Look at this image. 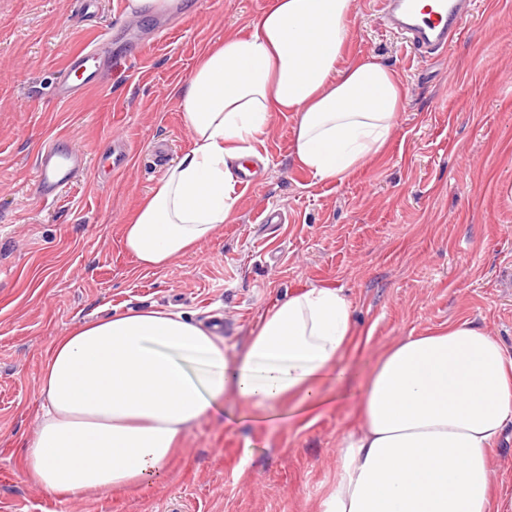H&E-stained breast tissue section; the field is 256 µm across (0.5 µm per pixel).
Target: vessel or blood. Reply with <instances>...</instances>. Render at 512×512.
Masks as SVG:
<instances>
[{"mask_svg":"<svg viewBox=\"0 0 512 512\" xmlns=\"http://www.w3.org/2000/svg\"><path fill=\"white\" fill-rule=\"evenodd\" d=\"M380 11L388 28L402 37L411 53L422 58L446 53L468 22L471 0H380ZM100 48L74 53L68 62L73 72H82L83 84L61 78L58 97L78 96L83 87L96 84L101 66ZM38 191L42 199L55 198L67 188L84 165L79 152L61 153L50 146L40 154Z\"/></svg>","mask_w":512,"mask_h":512,"instance_id":"obj_1","label":"vessel or blood"}]
</instances>
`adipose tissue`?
I'll list each match as a JSON object with an SVG mask.
<instances>
[{
    "label": "adipose tissue",
    "instance_id": "adipose-tissue-1",
    "mask_svg": "<svg viewBox=\"0 0 512 512\" xmlns=\"http://www.w3.org/2000/svg\"><path fill=\"white\" fill-rule=\"evenodd\" d=\"M352 6L272 0L205 51L178 90L193 147L123 227L139 268L168 267L227 222L234 171L259 157L278 113L294 114L295 161L322 180L386 145L403 88L374 57L344 62ZM353 349L350 306L334 288L288 297L233 357L222 336L172 311L80 323L42 366L25 470L75 497L137 488L223 400L265 409L292 399L317 418L324 383L348 381ZM511 422L512 358L494 337L467 320L406 337L363 384L359 428L338 444L322 512H494L489 452Z\"/></svg>",
    "mask_w": 512,
    "mask_h": 512
}]
</instances>
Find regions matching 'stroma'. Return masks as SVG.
Wrapping results in <instances>:
<instances>
[{
  "mask_svg": "<svg viewBox=\"0 0 512 512\" xmlns=\"http://www.w3.org/2000/svg\"><path fill=\"white\" fill-rule=\"evenodd\" d=\"M271 0H175L135 19L127 0H0V512H322L336 448L355 429L360 388L403 338L468 319L512 351V0H474L448 53L413 57L377 0H354L344 58L373 56L405 104L384 150L340 178L293 161L292 113L276 116L257 185L192 253L137 268L122 228L168 166L190 150L175 89L214 43ZM106 38L133 58L127 78L63 101L70 56ZM82 150L81 177L54 203L37 191L49 144ZM267 206L285 221L260 223ZM312 287L340 289L358 348L354 378L328 380L315 422L239 403L197 422L168 473L135 492L74 501L22 469L38 424L43 360L79 321L112 312L184 313L241 352L263 316ZM499 512H512V428L491 452Z\"/></svg>",
  "mask_w": 512,
  "mask_h": 512,
  "instance_id": "35a3bbf8",
  "label": "stroma"
}]
</instances>
